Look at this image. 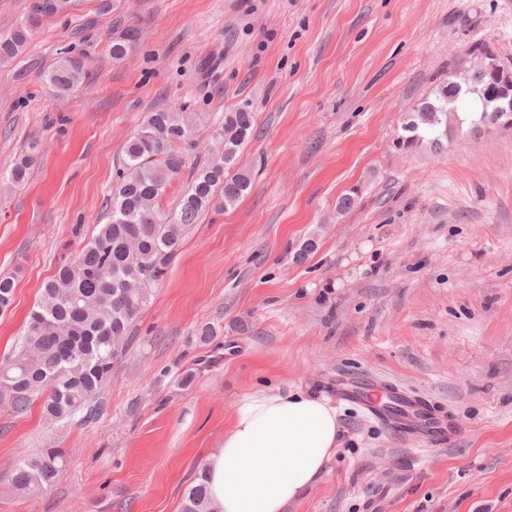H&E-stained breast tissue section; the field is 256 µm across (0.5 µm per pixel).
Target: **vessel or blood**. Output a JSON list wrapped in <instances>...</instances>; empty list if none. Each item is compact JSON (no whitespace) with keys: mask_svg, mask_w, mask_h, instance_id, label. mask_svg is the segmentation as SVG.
I'll return each mask as SVG.
<instances>
[{"mask_svg":"<svg viewBox=\"0 0 512 512\" xmlns=\"http://www.w3.org/2000/svg\"><path fill=\"white\" fill-rule=\"evenodd\" d=\"M377 384L376 376L365 375L352 382L336 383L333 393L336 399L359 406L367 414L410 439L447 438L448 425L438 416L428 400L397 387L393 390L395 403L388 407L373 397Z\"/></svg>","mask_w":512,"mask_h":512,"instance_id":"b4317fda","label":"vessel or blood"}]
</instances>
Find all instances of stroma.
Returning a JSON list of instances; mask_svg holds the SVG:
<instances>
[{
    "mask_svg": "<svg viewBox=\"0 0 512 512\" xmlns=\"http://www.w3.org/2000/svg\"><path fill=\"white\" fill-rule=\"evenodd\" d=\"M472 39L512 56V0H72L42 18L0 64V173L34 157L25 186L0 187V361L107 223L147 113H183L193 163L225 112H254L253 184L187 228L89 407L50 423L0 405V512H181L248 396L324 397L364 373L428 399L454 437L337 403L341 446L285 512H512V132L394 145ZM64 48L89 77L60 96L44 74ZM45 448L66 455L58 482L17 491L18 459Z\"/></svg>",
    "mask_w": 512,
    "mask_h": 512,
    "instance_id": "obj_1",
    "label": "stroma"
}]
</instances>
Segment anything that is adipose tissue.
Instances as JSON below:
<instances>
[{
    "label": "adipose tissue",
    "mask_w": 512,
    "mask_h": 512,
    "mask_svg": "<svg viewBox=\"0 0 512 512\" xmlns=\"http://www.w3.org/2000/svg\"><path fill=\"white\" fill-rule=\"evenodd\" d=\"M328 399L303 389L245 399L204 473L217 512H284L340 446Z\"/></svg>",
    "instance_id": "adipose-tissue-1"
}]
</instances>
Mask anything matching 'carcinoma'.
Returning a JSON list of instances; mask_svg holds the SVG:
<instances>
[{"mask_svg": "<svg viewBox=\"0 0 512 512\" xmlns=\"http://www.w3.org/2000/svg\"><path fill=\"white\" fill-rule=\"evenodd\" d=\"M66 6L67 0H39L28 23L0 38V63L11 62L25 52L39 18L54 16ZM136 40L132 29L112 40V59H123ZM452 68L465 74L470 86L485 87L487 80L471 67L468 49L461 50ZM87 74L82 58L63 56L48 71L47 79L58 93L68 94ZM463 113L471 115L470 120L461 118ZM466 121L468 133L475 138L494 130L483 115L479 94L442 79L412 108L397 148L411 152L428 142L440 150L443 139ZM254 129V113L247 109L224 113V123L213 135L217 145L213 156L194 164L174 207L165 209L162 199L186 167L184 147L191 143V128L176 112L147 115L125 144L124 166L109 199V222L44 284L21 342L10 357L17 364L16 380L10 391L0 393L1 405L22 415L39 401L45 418L60 422L100 393L117 355L112 337L130 335L148 303L150 289L141 287L142 281H161L185 229L206 212L234 207L250 188L251 169L236 166V159ZM32 164V155H23L9 176L0 175V182L27 181ZM116 279L131 294L133 308L116 296ZM13 301V281L1 277L0 311ZM63 459L58 448L21 457L13 477L16 489L38 492L52 487L61 474ZM182 512H215L203 477L189 489Z\"/></svg>", "mask_w": 512, "mask_h": 512, "instance_id": "1", "label": "carcinoma"}]
</instances>
